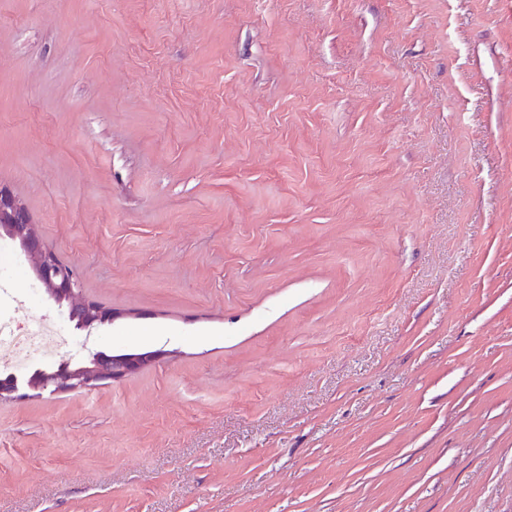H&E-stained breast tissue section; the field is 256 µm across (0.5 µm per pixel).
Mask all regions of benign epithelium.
<instances>
[{
  "mask_svg": "<svg viewBox=\"0 0 512 512\" xmlns=\"http://www.w3.org/2000/svg\"><path fill=\"white\" fill-rule=\"evenodd\" d=\"M16 241L29 257L32 272L45 293L65 309L68 320L80 331L116 318L112 310L85 297L73 267L44 247L27 207L6 186L0 185V236ZM159 351L124 353L112 357L96 354L91 358L68 363L55 371L35 370L25 382L33 391L64 392L88 389L121 380L153 363ZM18 379L11 376L0 381V400L24 398Z\"/></svg>",
  "mask_w": 512,
  "mask_h": 512,
  "instance_id": "benign-epithelium-1",
  "label": "benign epithelium"
}]
</instances>
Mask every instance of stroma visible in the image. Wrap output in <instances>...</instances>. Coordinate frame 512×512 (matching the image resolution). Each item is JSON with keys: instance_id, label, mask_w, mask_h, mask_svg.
I'll return each mask as SVG.
<instances>
[{"instance_id": "obj_1", "label": "stroma", "mask_w": 512, "mask_h": 512, "mask_svg": "<svg viewBox=\"0 0 512 512\" xmlns=\"http://www.w3.org/2000/svg\"><path fill=\"white\" fill-rule=\"evenodd\" d=\"M0 184L90 352L0 512H512L506 0H0ZM16 241L29 257L32 272L45 293L65 309L76 330L85 331L116 318L112 309L86 298L73 267L44 247L27 207L0 185V236ZM160 351L124 353L112 357L96 354L92 358L68 363L55 371L35 370L25 382L33 391L64 392L88 389L121 380L153 363Z\"/></svg>"}]
</instances>
